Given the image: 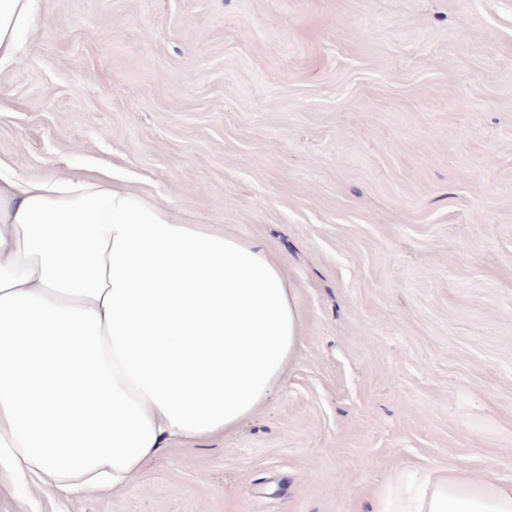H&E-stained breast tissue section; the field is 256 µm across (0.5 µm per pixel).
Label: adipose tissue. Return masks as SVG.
<instances>
[{
    "label": "adipose tissue",
    "instance_id": "ef3b65f1",
    "mask_svg": "<svg viewBox=\"0 0 512 512\" xmlns=\"http://www.w3.org/2000/svg\"><path fill=\"white\" fill-rule=\"evenodd\" d=\"M38 0H0V67ZM295 290L267 248L177 222L111 178H19L0 161V472L70 499L118 491L171 445L236 430L299 353ZM374 512H512L452 470Z\"/></svg>",
    "mask_w": 512,
    "mask_h": 512
}]
</instances>
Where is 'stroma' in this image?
Here are the masks:
<instances>
[{
    "instance_id": "35a3bbf8",
    "label": "stroma",
    "mask_w": 512,
    "mask_h": 512,
    "mask_svg": "<svg viewBox=\"0 0 512 512\" xmlns=\"http://www.w3.org/2000/svg\"><path fill=\"white\" fill-rule=\"evenodd\" d=\"M0 159L113 170L263 242L302 348L224 438L0 512H369L404 472L512 485V0H41Z\"/></svg>"
}]
</instances>
